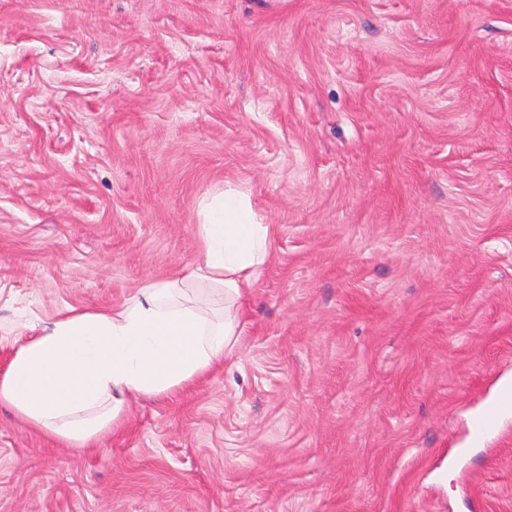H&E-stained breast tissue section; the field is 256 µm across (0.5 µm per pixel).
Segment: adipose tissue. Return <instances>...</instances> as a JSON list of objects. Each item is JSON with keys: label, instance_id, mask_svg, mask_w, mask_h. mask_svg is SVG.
Returning <instances> with one entry per match:
<instances>
[{"label": "adipose tissue", "instance_id": "ef3b65f1", "mask_svg": "<svg viewBox=\"0 0 512 512\" xmlns=\"http://www.w3.org/2000/svg\"><path fill=\"white\" fill-rule=\"evenodd\" d=\"M202 249L186 277L151 283L107 310L59 313L0 373V404L78 448L120 423L129 399L164 397L229 355L273 228L225 190L201 208Z\"/></svg>", "mask_w": 512, "mask_h": 512}]
</instances>
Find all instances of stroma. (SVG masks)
Returning a JSON list of instances; mask_svg holds the SVG:
<instances>
[{
	"instance_id": "35a3bbf8",
	"label": "stroma",
	"mask_w": 512,
	"mask_h": 512,
	"mask_svg": "<svg viewBox=\"0 0 512 512\" xmlns=\"http://www.w3.org/2000/svg\"><path fill=\"white\" fill-rule=\"evenodd\" d=\"M274 227L222 366L75 448L0 405V512H512V0H0V372ZM512 410V392L505 391L493 402V407L477 419L471 429L474 439L480 440L497 431L502 414Z\"/></svg>"
}]
</instances>
